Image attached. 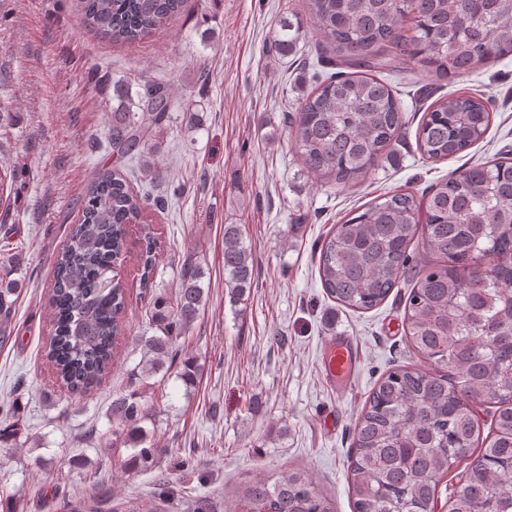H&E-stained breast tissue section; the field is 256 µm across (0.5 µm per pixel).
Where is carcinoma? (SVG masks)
I'll use <instances>...</instances> for the list:
<instances>
[{"label":"carcinoma","instance_id":"1","mask_svg":"<svg viewBox=\"0 0 512 512\" xmlns=\"http://www.w3.org/2000/svg\"><path fill=\"white\" fill-rule=\"evenodd\" d=\"M184 0H79L86 25L116 43H134L176 18ZM308 23L341 71L317 86L290 118L306 171L328 185L364 181L403 125L400 101L381 78L399 60L415 62L439 80L475 72L512 55V0H305ZM414 20L405 28L406 19ZM276 51H292L295 26L279 20ZM355 68L345 73L342 68ZM112 152H145L152 127L168 116L171 97L160 84H113ZM492 102L450 95L438 99L417 130L421 153L455 157L482 140ZM145 199L118 167L99 170L54 263L47 300L51 326L44 355L59 387L85 393L112 371L126 333L129 288L111 276L126 250L127 228L141 219ZM420 203L394 193L336 225L324 240L319 275L327 296L353 311L379 307L405 280ZM424 250L442 260L413 278L404 333L427 368L398 367L364 402L355 424L348 468L356 512H424L448 469L478 453L450 497L452 512H512V159L476 163L432 189L426 202ZM157 243L143 228L139 288L155 287ZM493 255L498 267L476 260ZM15 261L0 252V334L6 332L22 281ZM224 275L231 298L254 285L251 247L238 224L224 225ZM204 272L185 260L175 300L154 298L150 321L162 335L139 338L142 361L133 379L173 372L185 385L199 376L195 357L180 345L205 307ZM496 405L495 430L482 436L474 407ZM160 405L138 390L112 398V438L139 448L134 460L151 466L155 448H142L140 423ZM17 408L0 404V448L21 435ZM235 512H335L307 470L259 479L238 494Z\"/></svg>","mask_w":512,"mask_h":512}]
</instances>
